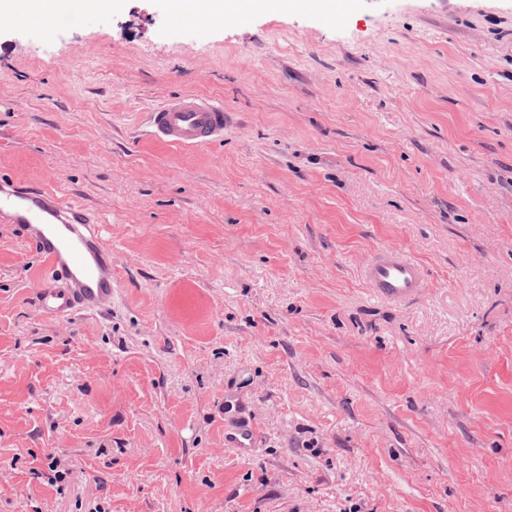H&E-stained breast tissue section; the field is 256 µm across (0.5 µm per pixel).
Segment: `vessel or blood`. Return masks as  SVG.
Masks as SVG:
<instances>
[{"label": "vessel or blood", "instance_id": "b4317fda", "mask_svg": "<svg viewBox=\"0 0 512 512\" xmlns=\"http://www.w3.org/2000/svg\"><path fill=\"white\" fill-rule=\"evenodd\" d=\"M148 133L182 147L220 141L224 104L194 93L168 98L150 111ZM0 221L34 247L48 274L37 293L43 315L98 313L111 305L112 250L91 210L47 189L0 179ZM364 280L374 297L401 303L420 293L424 271L404 252L381 247L365 267Z\"/></svg>", "mask_w": 512, "mask_h": 512}]
</instances>
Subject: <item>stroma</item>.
Wrapping results in <instances>:
<instances>
[{
    "label": "stroma",
    "mask_w": 512,
    "mask_h": 512,
    "mask_svg": "<svg viewBox=\"0 0 512 512\" xmlns=\"http://www.w3.org/2000/svg\"><path fill=\"white\" fill-rule=\"evenodd\" d=\"M55 30L0 16V177L96 212L112 308L41 315L0 223V512H512V0ZM183 92L223 142L148 135ZM364 280L374 297L401 303L420 293L424 271L404 252L381 247L365 267Z\"/></svg>",
    "instance_id": "35a3bbf8"
}]
</instances>
